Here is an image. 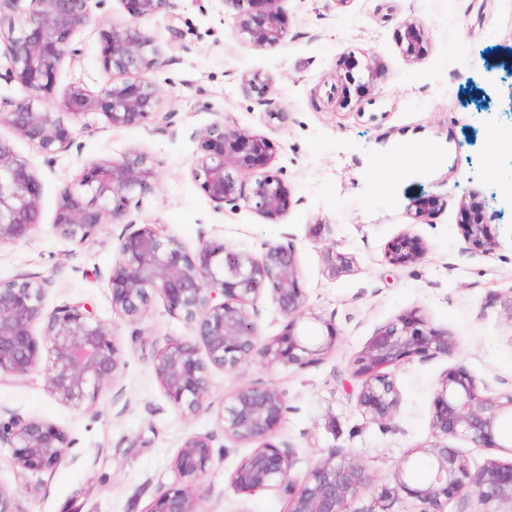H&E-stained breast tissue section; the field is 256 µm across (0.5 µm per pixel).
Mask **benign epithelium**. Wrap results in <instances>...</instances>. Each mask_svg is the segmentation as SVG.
I'll use <instances>...</instances> for the list:
<instances>
[{"mask_svg": "<svg viewBox=\"0 0 512 512\" xmlns=\"http://www.w3.org/2000/svg\"><path fill=\"white\" fill-rule=\"evenodd\" d=\"M21 2L0 0V29H8L5 78L24 91L10 111L0 113V124H7L51 159L73 145L74 133L67 122L98 109L105 111L114 127L148 119L161 131L173 126L174 113L160 111L159 92L149 78L162 64V50L138 24L175 8L173 0H123L129 20L99 23L102 68L111 79L95 95L79 87L70 89L59 107L50 103L57 72L65 58L80 53L72 37L91 23L90 0H29L27 7ZM225 2L238 10V32L250 43L273 47L286 38L278 16L279 0H260L265 10L256 17L241 10V4L255 0ZM400 44L406 57H419L420 25H406ZM116 75L135 80L118 82ZM198 141L192 175L216 208L242 200L268 220L282 216L288 195L276 176H261L246 193L233 176L235 169L263 165L277 149L273 141L223 124L200 132ZM155 177L154 163L136 149L120 162L107 158L91 162L78 187L61 191L55 230L70 240L89 239L103 225L126 216L134 195L145 193ZM442 206L436 198L418 201L409 215L421 221ZM461 210L469 215L468 222L460 225L464 239L486 254L494 253L499 242L489 234L481 205L464 201ZM40 218L41 184L35 171L0 140V245L30 237ZM118 252L109 275L112 307L132 318L157 293L168 313L194 331L191 341L168 340L152 361L165 394L186 414L203 409L214 369L234 370L256 353L271 366L303 368L321 362L336 342V329L328 322L325 341L319 345L309 343L299 330L308 312L290 243H267L256 258L203 238L189 252L161 236L153 225L144 224L121 237ZM424 253L423 242L406 234L390 241L385 251L394 267L411 265ZM48 283L30 275L0 283V377L24 376L41 368L52 396L81 407L98 398L102 387L124 367V360L112 327L89 309L63 305L43 316ZM266 290L288 322L259 349L250 310ZM42 318L44 349L34 334ZM454 349L448 333L414 314L382 326L355 360L353 375L361 380L358 405L373 421L393 420L399 391L384 368L413 356H450ZM286 409L285 391L272 384L245 385L224 404L220 416L224 433L254 444L229 476L233 489L275 490L286 499V512H394L404 495L420 503V512H443L448 504H466L472 497L482 506L480 512H512V463L490 459L473 469L458 449L448 446V440L463 438L477 447L512 449V430H507L512 425V389L491 392L463 366L447 373L435 393L430 418L435 441L412 450L428 463V478L421 482L408 479L401 468L393 480L379 483L356 457L341 452L320 460L302 477L293 476L292 452L271 441ZM2 444L13 449L18 467L38 473L58 468L72 441L55 423L11 412L7 421L0 422ZM213 458L211 435H189L172 463L177 483L161 491L148 512H203L200 480ZM366 494L368 505L351 508Z\"/></svg>", "mask_w": 512, "mask_h": 512, "instance_id": "7a95c632", "label": "benign epithelium"}]
</instances>
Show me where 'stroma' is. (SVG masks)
Here are the masks:
<instances>
[{
	"label": "stroma",
	"mask_w": 512,
	"mask_h": 512,
	"mask_svg": "<svg viewBox=\"0 0 512 512\" xmlns=\"http://www.w3.org/2000/svg\"><path fill=\"white\" fill-rule=\"evenodd\" d=\"M172 14L141 20L163 49L151 78L161 109L175 125L112 126L100 112L85 116L89 132H76L69 152L47 159L38 147L0 126V139L36 172L41 224L31 239L0 245V282L20 275L47 278L45 313L87 303L111 325L126 365L96 403L74 408L56 400L43 373L0 379V408L62 426L73 441L57 469L26 473L12 451L0 447V483L14 489V512H147L177 476L172 462L193 433L213 437L214 462L202 480L204 512H286L274 491H234L228 477L250 452L224 434L219 415L242 386L275 384L287 410L273 435L290 447L301 475L338 450L355 456L376 480L412 468L427 477L412 448L431 441L429 427L439 381L465 366L491 389L512 386V154L493 150V138L512 137V0H281L288 34L275 47H259L238 34L232 7L220 0H175ZM420 24L425 52L406 57L399 36ZM79 57L65 60L55 97L71 87L97 93L107 76L103 43L91 25L73 37ZM383 76L371 80L369 71ZM261 75L266 95L247 91ZM275 112L284 121L272 120ZM221 122L273 140L277 150L264 170L236 171L243 186L260 172L277 175L289 206L272 222L238 204L215 209L195 182L197 133ZM137 149L152 158L157 178L131 205L129 218L104 225L76 243L54 227L59 193L77 185L100 158L121 161ZM430 160L414 165L413 150ZM439 198L441 210L412 223L414 200ZM483 208L500 244L492 255L464 240L460 204ZM153 224L163 236L195 250L201 238L226 242L261 257L270 242L291 239L299 280L312 314L303 332L322 342L326 324L336 343L317 365L267 366L260 357L232 371L213 370L208 407L184 415L165 395L152 356L169 338L192 339L184 321L151 295L130 318L112 306L109 271L127 222ZM419 236L426 252L416 263L393 267L384 257L396 236ZM346 254L344 272L329 276L327 249ZM414 312L455 341L449 356L413 357L391 367L400 392L392 421L375 422L358 406L352 363L382 326Z\"/></svg>",
	"instance_id": "obj_1"
}]
</instances>
